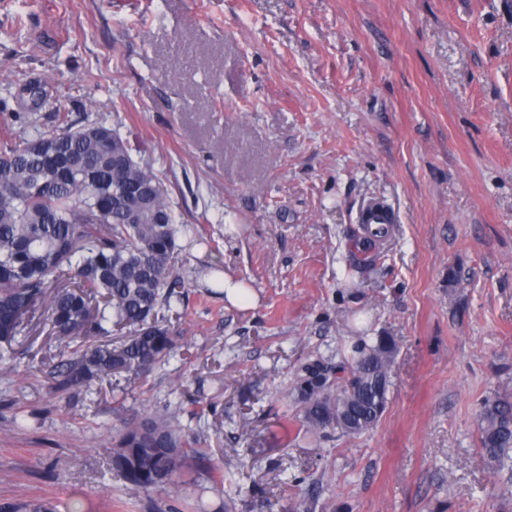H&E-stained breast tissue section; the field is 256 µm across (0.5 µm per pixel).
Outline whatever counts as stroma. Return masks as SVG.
<instances>
[{
	"instance_id": "1",
	"label": "stroma",
	"mask_w": 512,
	"mask_h": 512,
	"mask_svg": "<svg viewBox=\"0 0 512 512\" xmlns=\"http://www.w3.org/2000/svg\"><path fill=\"white\" fill-rule=\"evenodd\" d=\"M61 111L163 172L186 343L118 390L0 369V503L224 512L206 471L182 499L113 469L150 410L235 475V512H501L478 423L512 390V0H0V131ZM370 198L398 217L380 263ZM362 327L398 345L387 410L312 448L291 374ZM222 287L224 288V300L236 307H242L252 299L249 287L232 276L224 273L222 275ZM252 305V304H251Z\"/></svg>"
}]
</instances>
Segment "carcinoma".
I'll return each instance as SVG.
<instances>
[{
    "instance_id": "obj_1",
    "label": "carcinoma",
    "mask_w": 512,
    "mask_h": 512,
    "mask_svg": "<svg viewBox=\"0 0 512 512\" xmlns=\"http://www.w3.org/2000/svg\"><path fill=\"white\" fill-rule=\"evenodd\" d=\"M180 228L162 174L137 159L129 141L103 120L31 126L0 139V367L16 368L19 338L37 312L67 348L49 367L50 389L64 394L168 363L184 336L185 281L173 270ZM129 330L118 341L112 328ZM398 346L391 336H359L337 362L313 357L292 374L287 396L300 407L304 435L356 436L374 428L388 405ZM479 451L493 473L512 457V393L488 399L479 415ZM190 439L169 415L144 412L112 438V468L136 490L183 494ZM225 505L241 493L217 475ZM0 512H55L45 502L0 504Z\"/></svg>"
}]
</instances>
